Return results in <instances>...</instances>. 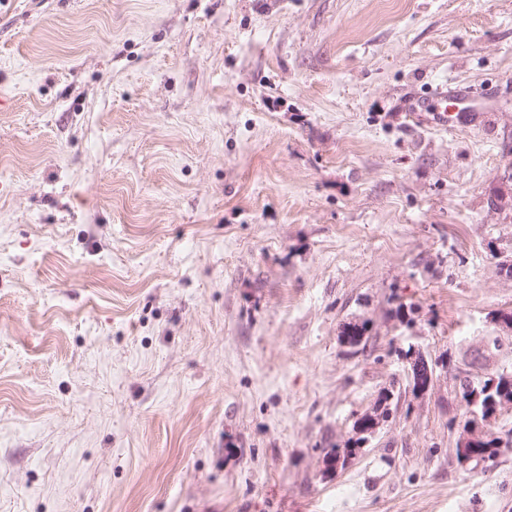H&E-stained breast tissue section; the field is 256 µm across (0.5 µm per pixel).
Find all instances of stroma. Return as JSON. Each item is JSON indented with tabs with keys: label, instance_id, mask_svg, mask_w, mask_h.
I'll return each mask as SVG.
<instances>
[{
	"label": "stroma",
	"instance_id": "1",
	"mask_svg": "<svg viewBox=\"0 0 512 512\" xmlns=\"http://www.w3.org/2000/svg\"><path fill=\"white\" fill-rule=\"evenodd\" d=\"M507 256L512 0H0V512H512ZM476 97L474 89L471 86L448 82V84L438 85L431 90L427 103L425 104L428 114V122L439 129L452 128L458 122L461 112H466L467 107L454 108L452 112L448 111V103L451 105H462ZM444 105V106H443ZM411 351H412V349L410 348L405 352L406 358L410 355ZM410 362L412 365H416L419 369L424 368V371H421V372H424L426 374V379L423 384L422 383L419 384L417 392H419V393L427 392L430 389V387L434 385V382H435V372H434V370L432 371L433 365L431 363L430 364L428 363L427 359L425 358V356L422 353H420L419 351H415V350L412 351V356L410 357ZM411 364H410V370H411L412 385H413V390L416 391V383H415L414 375H413L414 372L412 371ZM456 378L459 380V389L462 399L466 403V414H469V418L466 420L465 426L476 418L475 415L482 422L487 417H490L492 409L490 405L487 404V401L491 397V394H486L485 390L491 378L489 376H472L469 373H465L463 376L458 375ZM475 394L479 396V399L476 402H473L472 397ZM480 421L476 419L471 422L468 427L464 428L459 441L458 448L460 452L457 450V455L461 462V455L471 456L468 454L469 452L467 451V448H470L471 445H473L475 438L484 431L483 425ZM499 444L500 438L494 436V433L491 429H487V432H485L484 435L476 440L471 450L472 452L476 453V455L473 456L471 461L486 462L493 460L499 454Z\"/></svg>",
	"mask_w": 512,
	"mask_h": 512
}]
</instances>
